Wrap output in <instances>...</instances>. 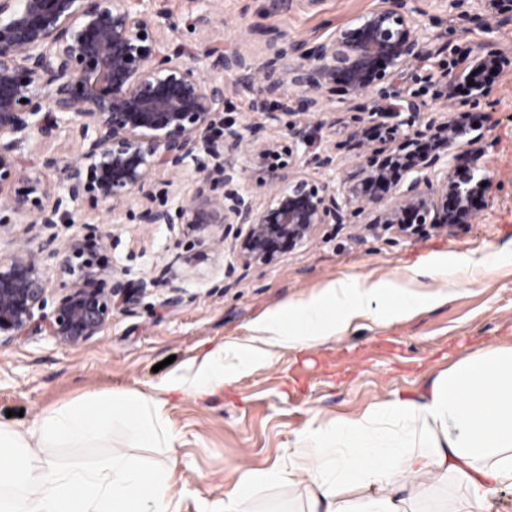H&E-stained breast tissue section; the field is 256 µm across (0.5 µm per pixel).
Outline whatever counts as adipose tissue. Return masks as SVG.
<instances>
[{
	"label": "adipose tissue",
	"instance_id": "ef3b65f1",
	"mask_svg": "<svg viewBox=\"0 0 512 512\" xmlns=\"http://www.w3.org/2000/svg\"><path fill=\"white\" fill-rule=\"evenodd\" d=\"M424 266L452 286L494 269L483 259L445 253L430 255ZM417 286L413 278L344 276L268 311L245 338L171 374L158 396L89 391L43 410L25 429L0 425V512H178L167 465L121 452L94 462L79 449L110 448L116 423L137 447H172L160 394L211 395L280 349L317 346L364 319H405L421 305ZM55 448L76 454L63 462L52 456ZM270 484L301 490L304 512H414L417 498L450 484L461 493L455 512H491L492 497L512 487V346L467 354L415 397L391 398L345 421L313 418L294 451L269 469L239 475L224 493L222 512H256L254 494Z\"/></svg>",
	"mask_w": 512,
	"mask_h": 512
}]
</instances>
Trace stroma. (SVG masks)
<instances>
[{
    "label": "stroma",
    "instance_id": "stroma-1",
    "mask_svg": "<svg viewBox=\"0 0 512 512\" xmlns=\"http://www.w3.org/2000/svg\"><path fill=\"white\" fill-rule=\"evenodd\" d=\"M381 0H305L274 12L270 0H154L177 23L168 31L172 45L206 42L224 49L246 42L261 52L274 33L300 40H320L378 6ZM423 9L422 21L435 37V50L415 62L402 82L380 84L379 94L416 96L418 123L454 120L468 138L456 149L459 169L472 150L482 151L488 188L468 224L425 226L414 236L393 230L371 233L369 214L347 224L320 225L300 247L280 244L266 265H243L232 254L207 248L184 237L174 239L162 224L147 223L148 209L173 205L175 197L212 195L192 171L155 176L130 199L116 203L85 200L72 222L49 231L20 224L11 212L0 213L10 232L0 237V253L54 238L64 246L84 238L101 267L123 269L125 280H154L151 293L116 312L99 336L76 349L63 348L45 336H22L0 346V423L24 428L42 410L73 401L86 391L136 390L153 395L171 372L216 345L246 336L247 328L268 310L319 292L346 274L371 279L403 278L430 254L489 256L494 272L472 286L449 287L447 280L426 278L435 300L413 317L397 323H366L362 329L318 346L279 351L272 363L240 375L223 392L204 399L192 392L167 395L162 414L176 441L170 451L134 447L121 427L112 429L111 448L83 449L98 460L109 452L167 460L170 493L179 512H220L224 490L241 471L267 468L291 450L313 417L345 420L367 406L393 396H412L459 358L489 344L512 346V66L487 74L491 93L470 107L463 90L454 93L456 109L445 113L448 69L464 66L471 49L487 39L512 51V24L489 29L485 18L450 8L448 0H408ZM210 13L202 28L195 19ZM253 90L226 83L225 121L260 128L281 139L289 116L277 104L257 108ZM332 109L309 119L319 128V151L332 157L323 168L305 166L311 177L340 179L357 160L347 135L353 115L371 109L373 98L346 100L330 95ZM192 256L191 273L171 282L167 271L175 259ZM184 290L178 305L168 303L171 286ZM173 366H165L166 358Z\"/></svg>",
    "mask_w": 512,
    "mask_h": 512
}]
</instances>
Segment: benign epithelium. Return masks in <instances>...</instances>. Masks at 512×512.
I'll return each mask as SVG.
<instances>
[{"instance_id": "benign-epithelium-1", "label": "benign epithelium", "mask_w": 512, "mask_h": 512, "mask_svg": "<svg viewBox=\"0 0 512 512\" xmlns=\"http://www.w3.org/2000/svg\"><path fill=\"white\" fill-rule=\"evenodd\" d=\"M498 23L512 22V0H451ZM423 11L407 0H383L378 9L340 26L311 45L282 33L265 52L240 47L220 52L208 44L171 47L164 29L169 18L134 10L129 0H0V206L29 224L52 229L72 223L69 207L87 196L107 201L130 198L161 171L194 162L193 171L209 183L218 174L224 195L180 199L176 212L154 208L150 224L196 234L201 244L218 246L235 224L230 252L243 264L271 262L280 241L303 245L321 224H343L369 212L371 226L411 236L427 224H464L475 218L474 199L485 194L481 154L469 157L460 179L450 162L457 144L453 123L414 128L418 103L411 97L383 95L370 109L371 127L384 140H400L395 152L370 147L368 128L350 127L362 153L341 185L317 181L300 171L299 146L315 140L297 122L286 126L288 143L261 141L231 124L224 140L212 135L224 112V76L253 88L257 103L278 99L289 115L328 111L324 94L340 90L350 100L366 98L410 64L432 54L434 39L418 20ZM512 63L491 42L477 47L464 67L447 74L446 106L453 111L454 89L468 87L473 100L486 96L480 76ZM77 133L72 160L45 156L42 167L58 171L66 195L30 169L19 153L31 139L49 140ZM258 161L274 185L267 207L258 209L240 187L246 167ZM444 168L435 170L438 162ZM30 184L26 197H5L10 181ZM374 185L382 190L370 194ZM53 263L66 277L64 294L53 295L43 266ZM155 286L141 280L130 288L116 270L97 269L85 244L72 237L63 248L27 246L0 254V334L10 341L29 332L58 345L78 348L102 333L115 310ZM52 310H47V307Z\"/></svg>"}]
</instances>
